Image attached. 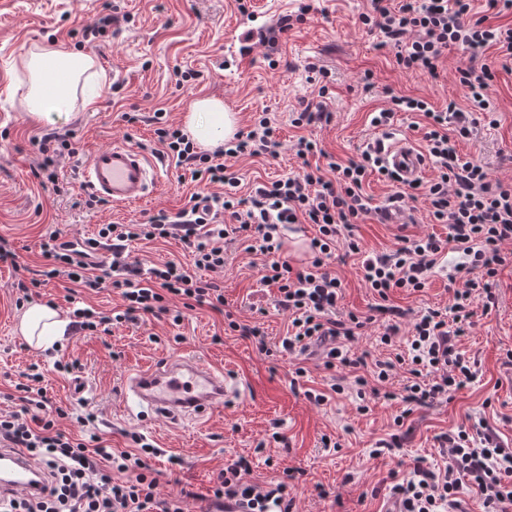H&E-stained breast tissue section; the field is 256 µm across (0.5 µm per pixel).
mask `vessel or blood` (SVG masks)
Listing matches in <instances>:
<instances>
[{"label": "vessel or blood", "mask_w": 512, "mask_h": 512, "mask_svg": "<svg viewBox=\"0 0 512 512\" xmlns=\"http://www.w3.org/2000/svg\"><path fill=\"white\" fill-rule=\"evenodd\" d=\"M382 159L401 183L418 181L425 160L411 140L394 139ZM86 183L99 198L115 205H132L147 198L154 174L145 155L125 144H114L89 154ZM229 393L223 371L206 370L192 358L164 360L127 377L122 402L158 411L170 419L196 420L223 407ZM41 471L17 449L0 448V498L17 491H41Z\"/></svg>", "instance_id": "b4317fda"}]
</instances>
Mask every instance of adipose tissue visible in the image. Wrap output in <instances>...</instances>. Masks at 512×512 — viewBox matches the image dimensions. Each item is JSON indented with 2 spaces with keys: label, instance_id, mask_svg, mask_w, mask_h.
<instances>
[{
  "label": "adipose tissue",
  "instance_id": "obj_1",
  "mask_svg": "<svg viewBox=\"0 0 512 512\" xmlns=\"http://www.w3.org/2000/svg\"><path fill=\"white\" fill-rule=\"evenodd\" d=\"M26 67L29 74L27 105L30 117L37 121L51 119L71 111L79 88H89L88 102L101 99L106 80L95 72L93 58L63 46H42L30 52ZM237 129L234 113L225 111L222 101L201 98L185 117V130L195 142L214 148L230 140ZM68 322L56 310L43 304L28 306L22 313L19 330L36 347L46 349L60 341Z\"/></svg>",
  "mask_w": 512,
  "mask_h": 512
}]
</instances>
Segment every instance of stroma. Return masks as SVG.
<instances>
[{"label":"stroma","mask_w":512,"mask_h":512,"mask_svg":"<svg viewBox=\"0 0 512 512\" xmlns=\"http://www.w3.org/2000/svg\"><path fill=\"white\" fill-rule=\"evenodd\" d=\"M302 1L252 0V14L246 17L235 0H0V238L18 254L17 265H0V415L18 411V401L10 397L12 386L20 373L38 365L48 398L65 411L55 420L57 429L77 436L99 434L116 450L129 449V434L143 435L158 450L150 464L159 474L160 495L187 492L188 512H210L217 474L241 457L251 463L250 481L260 486L281 481L284 470L295 472L289 483L295 512H389V472L407 475L419 457L440 461L439 433L461 425L470 428L484 418L512 444V369L502 366L506 351L512 350V261L497 277L495 307L477 315L466 335L456 340L458 351L473 363V379L448 402L415 410L408 419L412 440L380 457L372 450L377 440L396 432L400 401H361L349 389L315 404L306 390L325 391L331 377L317 356L298 361L277 352L267 355L228 329L231 318L259 324L275 345L288 328L287 318L274 309L276 288L260 282L261 258L245 252L241 243L224 244V271L218 276L223 312L199 308L177 326L146 316L114 325L107 336L70 330L57 350L29 346L17 331L23 308L16 303L14 285L43 265L40 241L46 232L58 228L92 237L103 224H129L161 210L178 211L196 191V184L180 180L179 169L162 155L150 121L156 110H164L169 122L180 127L195 100L217 97L242 130L256 113L268 112L282 144L279 157L242 155L229 161L252 185L298 172L302 161L294 145L302 135L316 139L336 159H359L374 136L369 115L390 107L391 95L421 98L438 110L452 100L466 105L465 91L456 81L457 69L469 63L464 51L449 50L438 77L408 72L397 66L395 48L381 45L361 24L359 16L369 9V0H306L311 9L303 16L298 13ZM111 6L120 17L115 34L101 46L88 45L83 25ZM289 14L294 21L281 36L276 66H269L262 47L246 46L245 36L263 32ZM51 41L94 56L108 91L95 106L38 122L30 118L17 88L27 82L25 53ZM322 68L328 78H320ZM367 75L374 83L369 90L363 81ZM323 84L329 88L325 105L332 122L293 127V112L315 99ZM491 96L497 125L479 122L469 137L457 139L456 148L460 155L479 156L491 178L511 183L512 75L498 73ZM130 111L139 112L141 121L122 122L121 113ZM53 131L70 133L76 149L60 165L61 180L73 188L85 184L89 153L124 143L155 165L154 191L135 205L105 202L87 210L76 206L72 196L42 187L34 175L38 153L33 140ZM414 217L403 228L382 223L376 212L356 232L365 250L376 252L391 250L402 233L446 236V227L431 223L426 208ZM129 250L144 269L166 260L190 261L176 239L134 241ZM464 260L462 253L447 250L424 292H395L393 303L415 313L448 305V280ZM333 269L343 285L340 311L368 312L375 298L362 279L360 259L349 258ZM39 301L54 302L63 317L73 305L107 312L122 304L109 287L79 293L75 302H68L60 282L41 288ZM183 355L227 372L236 392L222 408L185 424L122 412L121 389L130 372ZM62 357L78 362L76 377L66 379L56 371L54 362ZM362 402L367 405L363 412L357 409ZM88 411L95 415L93 422L78 424L77 416Z\"/></svg>","instance_id":"stroma-1"}]
</instances>
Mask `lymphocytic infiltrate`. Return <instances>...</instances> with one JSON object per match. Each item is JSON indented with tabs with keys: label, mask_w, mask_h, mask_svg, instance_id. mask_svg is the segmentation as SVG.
Wrapping results in <instances>:
<instances>
[{
	"label": "lymphocytic infiltrate",
	"mask_w": 512,
	"mask_h": 512,
	"mask_svg": "<svg viewBox=\"0 0 512 512\" xmlns=\"http://www.w3.org/2000/svg\"><path fill=\"white\" fill-rule=\"evenodd\" d=\"M473 2L370 0L369 10L359 16L368 30L379 32L385 43L396 47L397 62L404 70L434 77L448 49L458 47L470 54V65L458 72L469 109L452 100L437 110L425 100L395 95L391 108L374 113L370 120L386 136L398 113L424 117L423 151L437 174L401 186L390 203L409 211L424 203L432 222L447 226L446 237L400 235L390 251H363L354 227L372 211L364 193L365 179L372 172L391 182L396 179L382 166L374 145H366L360 160L339 162L331 156L325 166L314 167L306 159L320 154V147L315 140L299 138L296 154L305 161L302 171L257 185L245 196L241 177L224 160L278 156L280 143L273 137L267 113H260L250 130L238 132L224 146L204 151L182 129L169 124L165 112L157 111L152 121L159 142L176 167L198 184V191L176 213L162 210L138 224L102 226L98 238L111 252L107 261L93 256L89 239L50 232L40 243L44 269L30 281H18V290L29 299L35 288L56 279L87 290L111 283L124 301L123 310L73 308L71 326L79 333L108 335L113 324L140 315L165 317L177 324L185 311L198 307L223 312L224 290L213 275L224 269L225 239L237 238L247 252L263 257L261 284L278 290L276 307L289 320L282 349L298 357L317 349L324 367L336 373L331 392L343 393L342 370L356 369L354 383L362 399L368 377L360 375V368L371 367L372 377L381 383L402 368L408 377L396 424H403L416 409L450 400L452 392L473 377L469 360L453 341L472 326L477 308L494 307L496 278L506 262L501 246L512 242V184L492 181L481 160L461 158L455 148L456 137L470 135L473 113H493L489 91L497 71L512 73V27L494 22L495 17L512 13V0H485L486 14L477 19L472 16ZM492 47L499 50L494 67L485 61V52ZM37 146L41 160L36 177L59 187V163L75 154L69 135L45 134ZM213 184L222 185V192H210ZM291 224L317 229L300 268L281 256L284 232ZM170 237L190 250L193 268L168 261L144 272L132 261L129 242ZM340 247L362 258L363 280L376 298L372 311L383 320L379 341L388 347L394 346L405 315L391 304V293L427 288L446 249L462 252L469 262L460 268L462 286L455 289L451 303L427 308L413 319L406 350L371 363L352 350L369 317L337 309L341 282L330 271L329 261ZM42 378V373L33 372L16 383L22 407L0 416V446L38 460L48 489L40 496L14 495L0 504V512H183L181 497L158 493V479L148 464L155 449L143 437L132 435L133 449L116 452L98 434L78 438L56 429L48 414L49 399L35 393ZM437 440L447 458L444 466L435 468L419 458L407 477L389 473L390 495L398 512H466L459 497L465 487L475 490L485 512H512V447L502 443L490 425H483L475 436L461 426L439 434ZM248 473L249 464L243 459L220 471L212 489L215 504L236 506L238 512H293L287 482L263 489L248 480Z\"/></svg>",
	"instance_id": "obj_1"
}]
</instances>
